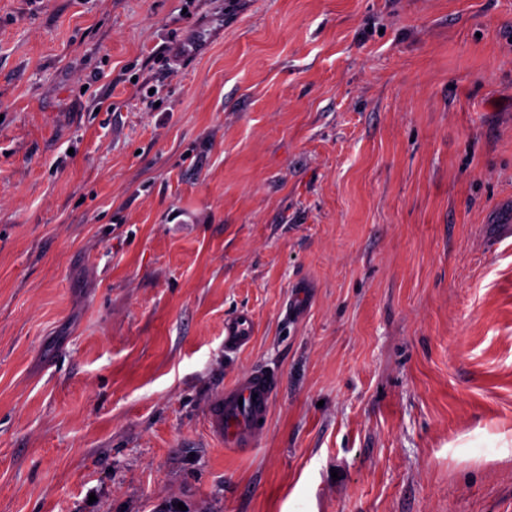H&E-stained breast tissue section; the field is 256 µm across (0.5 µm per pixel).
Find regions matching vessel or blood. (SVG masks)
Wrapping results in <instances>:
<instances>
[{"label":"vessel or blood","mask_w":512,"mask_h":512,"mask_svg":"<svg viewBox=\"0 0 512 512\" xmlns=\"http://www.w3.org/2000/svg\"><path fill=\"white\" fill-rule=\"evenodd\" d=\"M255 327L251 314L241 310L224 320V349L235 353L248 346ZM280 377L275 370H249L213 396L206 420L210 434L225 451L236 453L255 446L263 431V422L279 389Z\"/></svg>","instance_id":"b4317fda"}]
</instances>
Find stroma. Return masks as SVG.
Returning <instances> with one entry per match:
<instances>
[{
  "mask_svg": "<svg viewBox=\"0 0 512 512\" xmlns=\"http://www.w3.org/2000/svg\"><path fill=\"white\" fill-rule=\"evenodd\" d=\"M180 503L512 512V0H0V512ZM255 327L251 314L241 310L224 319V351L237 353L248 346L254 337ZM279 385L275 370L255 368L239 375L233 384L211 398L206 413L208 430L225 451L236 453L255 446ZM239 398H243L242 406Z\"/></svg>",
  "mask_w": 512,
  "mask_h": 512,
  "instance_id": "stroma-1",
  "label": "stroma"
}]
</instances>
